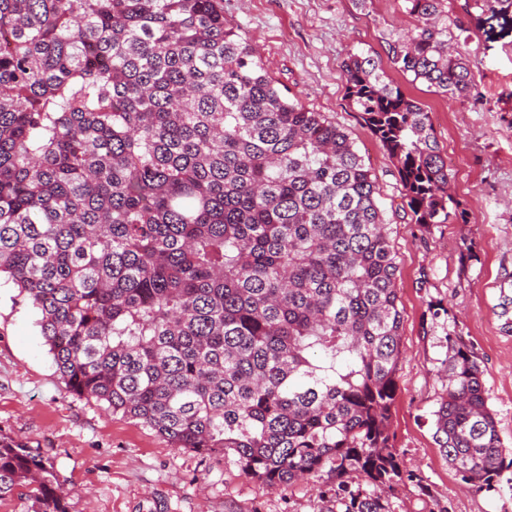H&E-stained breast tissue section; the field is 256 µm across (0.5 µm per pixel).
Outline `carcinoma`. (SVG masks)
I'll list each match as a JSON object with an SVG mask.
<instances>
[{"label": "carcinoma", "mask_w": 512, "mask_h": 512, "mask_svg": "<svg viewBox=\"0 0 512 512\" xmlns=\"http://www.w3.org/2000/svg\"><path fill=\"white\" fill-rule=\"evenodd\" d=\"M403 2L414 23L387 34L391 67L471 96L448 0ZM343 75L414 223L465 220L429 113L369 52ZM397 272L354 142L275 87L224 0H0V274L71 394L176 448L231 451L272 487L326 469L336 512H395L413 479L390 436ZM427 309L446 347L435 442L490 490L512 448L448 308ZM21 487L32 512H69L47 460L0 436V499Z\"/></svg>", "instance_id": "1"}]
</instances>
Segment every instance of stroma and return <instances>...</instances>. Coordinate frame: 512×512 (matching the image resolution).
<instances>
[{"mask_svg": "<svg viewBox=\"0 0 512 512\" xmlns=\"http://www.w3.org/2000/svg\"><path fill=\"white\" fill-rule=\"evenodd\" d=\"M466 0H448L449 23L468 29L469 64L481 98H449L394 69L389 80L430 114L455 172L452 194L466 223L423 230L403 208L394 161L354 112L342 65L349 53L385 56L383 36L413 23L399 0H224V19L260 48L283 93L341 126L370 168L398 264L403 311L391 434L409 481L396 512H512V468L496 489L465 487L437 448L432 412L445 357L427 303L443 302L484 371L488 403L512 448V332L498 317L500 285L512 277V25L477 24ZM471 247V261L460 252ZM39 314L0 279V435L49 461L69 512H331L323 472L282 488L245 476L234 456L174 447L104 404L69 393L37 324Z\"/></svg>", "mask_w": 512, "mask_h": 512, "instance_id": "stroma-1", "label": "stroma"}]
</instances>
